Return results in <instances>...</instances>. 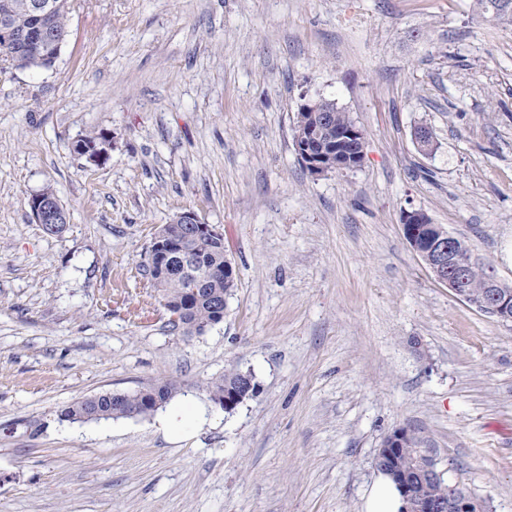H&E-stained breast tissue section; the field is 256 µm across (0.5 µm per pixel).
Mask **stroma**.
Listing matches in <instances>:
<instances>
[{
    "mask_svg": "<svg viewBox=\"0 0 512 512\" xmlns=\"http://www.w3.org/2000/svg\"><path fill=\"white\" fill-rule=\"evenodd\" d=\"M68 26L51 69L0 60V512H363L398 428L512 512V327L400 224L424 210L512 288V25L473 0H71ZM316 97L363 131L355 168L305 169ZM92 132L97 163L74 151ZM48 187L57 235L30 208ZM187 211L235 271L192 336L138 273ZM232 366L260 390L227 413L206 384ZM165 379L199 412L181 435L163 407L56 418ZM124 394H112L111 391L97 393L64 404L56 410L57 419L67 422H87L112 419V410L122 417L138 416L146 417L153 413L155 400L142 397H134L127 400L120 407L112 409L113 402L125 400Z\"/></svg>",
    "mask_w": 512,
    "mask_h": 512,
    "instance_id": "stroma-1",
    "label": "stroma"
}]
</instances>
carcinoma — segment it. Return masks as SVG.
Here are the masks:
<instances>
[{
  "label": "carcinoma",
  "mask_w": 512,
  "mask_h": 512,
  "mask_svg": "<svg viewBox=\"0 0 512 512\" xmlns=\"http://www.w3.org/2000/svg\"><path fill=\"white\" fill-rule=\"evenodd\" d=\"M500 0H476L478 12L483 16L495 15V20L512 25V9H502ZM32 0H0V17L6 18L10 27L19 33H25L40 26L61 39H67L68 0H57L58 8L50 15L38 19L31 10ZM9 58L11 64L19 69H45L46 63L32 54V47L21 41L5 45L0 42V57ZM324 107L332 111L331 134L336 136L356 124L349 113L338 108L336 103L327 101ZM160 230L167 235L164 241L151 239L145 260L138 266L139 275L146 280L147 287L158 293L167 315H178L176 320H168L173 331L186 335L201 333L212 324L222 321L211 307L208 297L223 294L235 287V278H224V238L211 237L196 239L184 233V226L178 218L163 224ZM180 249L189 250L195 260L196 270L185 273L179 267L165 261L164 253ZM240 370L230 367L224 374L207 382L206 388L211 400L224 396V390L236 384ZM149 391L155 398L134 397L117 408H112V392H102L64 404L56 410L57 419L67 422H87L107 420L112 413L123 417L141 415L146 417L155 411V401L168 403L177 392L176 385L162 380Z\"/></svg>",
  "instance_id": "1"
}]
</instances>
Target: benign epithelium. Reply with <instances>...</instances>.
<instances>
[{"label":"benign epithelium","mask_w":512,"mask_h":512,"mask_svg":"<svg viewBox=\"0 0 512 512\" xmlns=\"http://www.w3.org/2000/svg\"><path fill=\"white\" fill-rule=\"evenodd\" d=\"M299 109L301 113L298 118L304 133L298 137L296 146L307 170L315 176H321L354 166L351 154L343 149L344 141L353 137L354 133L338 135L334 139L327 136L331 128V116L322 111L318 102L307 100L300 104ZM30 207L38 224H59L64 219L55 201L40 193L32 196ZM182 224L194 237L202 232L210 236L217 234V230L200 222L190 211L182 214ZM401 224L408 244L421 257L436 280L448 285L458 297L477 309L504 324H512V290L504 287L489 268L484 288L472 292L469 288V275L474 259L471 252L460 245L458 238L450 235L442 225L431 223L422 210L403 211ZM256 394L250 376L245 375L237 388L224 392V398L217 405L230 412L243 402L244 397ZM404 442L403 430H394L385 437L373 458L375 469L395 479L405 501L404 512H485L481 502L450 482L446 483L444 496L429 495L428 486L444 481L443 472L438 469L436 460L420 449L410 469L401 468L399 456L404 451Z\"/></svg>","instance_id":"benign-epithelium-1"}]
</instances>
